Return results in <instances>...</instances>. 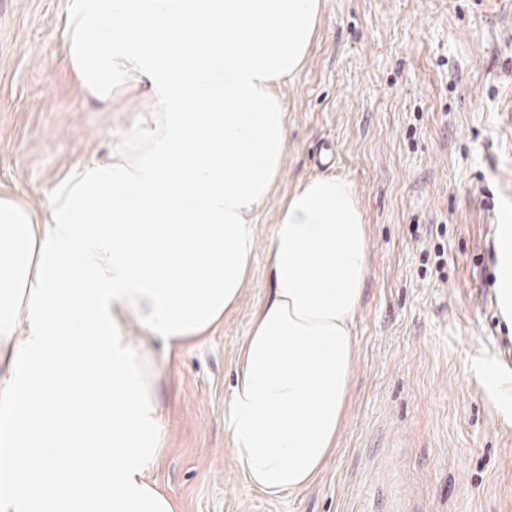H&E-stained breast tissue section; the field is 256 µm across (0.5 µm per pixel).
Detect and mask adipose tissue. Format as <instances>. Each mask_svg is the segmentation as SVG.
<instances>
[{"label": "adipose tissue", "mask_w": 512, "mask_h": 512, "mask_svg": "<svg viewBox=\"0 0 512 512\" xmlns=\"http://www.w3.org/2000/svg\"><path fill=\"white\" fill-rule=\"evenodd\" d=\"M50 214L0 196V389L30 335V286ZM368 229L352 185L300 184L268 245L269 288L245 340L225 423L249 484L295 493L320 470L341 425L363 292Z\"/></svg>", "instance_id": "1"}]
</instances>
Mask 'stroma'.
Returning <instances> with one entry per match:
<instances>
[{
    "instance_id": "35a3bbf8",
    "label": "stroma",
    "mask_w": 512,
    "mask_h": 512,
    "mask_svg": "<svg viewBox=\"0 0 512 512\" xmlns=\"http://www.w3.org/2000/svg\"><path fill=\"white\" fill-rule=\"evenodd\" d=\"M68 0H0V192L34 212L84 155L155 104L84 91ZM288 111L280 175L234 312L175 355L156 350L166 446L149 478L176 512H512V310L497 296L512 223V0H321ZM350 181L368 226L350 390L336 446L301 492L252 488L224 414L267 296L281 207L321 175Z\"/></svg>"
}]
</instances>
